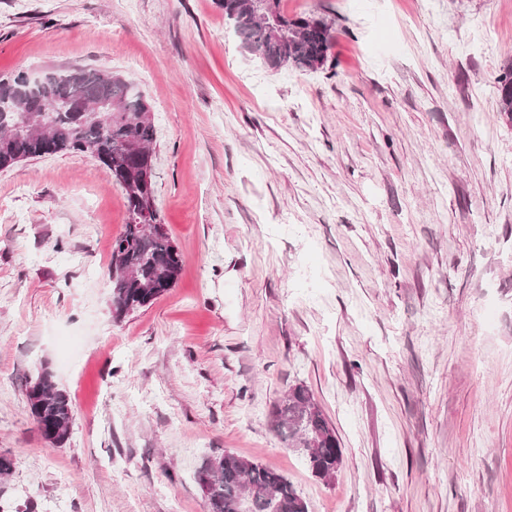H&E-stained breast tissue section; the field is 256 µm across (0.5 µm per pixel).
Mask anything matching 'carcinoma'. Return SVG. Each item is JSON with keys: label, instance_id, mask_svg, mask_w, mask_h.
I'll return each mask as SVG.
<instances>
[{"label": "carcinoma", "instance_id": "cac0c4a2", "mask_svg": "<svg viewBox=\"0 0 512 512\" xmlns=\"http://www.w3.org/2000/svg\"><path fill=\"white\" fill-rule=\"evenodd\" d=\"M282 0H268V17L254 13L250 0H222L224 22L241 47L270 69L312 72L328 61L332 35L320 19L290 17ZM280 25L272 37L268 27ZM500 111L512 116V62L497 78ZM80 97L84 108L66 102ZM36 105L26 128L18 129V104ZM152 107L138 83L91 68L54 71L39 83L26 73L0 79V170L24 159L83 154L107 168L122 190L126 220L112 239L109 272L112 314L117 320L151 305L173 288L183 269L156 206ZM29 413L42 436L56 446L70 436L73 410L69 395L42 369L27 392ZM273 427L311 473L328 483L343 464L335 430L304 385L275 406ZM206 512H308L306 501L273 467L231 451L204 460L196 473Z\"/></svg>", "mask_w": 512, "mask_h": 512}]
</instances>
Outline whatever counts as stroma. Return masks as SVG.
Returning <instances> with one entry per match:
<instances>
[{"label": "stroma", "mask_w": 512, "mask_h": 512, "mask_svg": "<svg viewBox=\"0 0 512 512\" xmlns=\"http://www.w3.org/2000/svg\"><path fill=\"white\" fill-rule=\"evenodd\" d=\"M333 35L273 71L217 0H0V74L94 68L153 106L175 285L114 321L126 217L91 157L0 171V512H204L202 461L285 475L309 512H512V0H282ZM49 368L63 446L29 416ZM306 386L331 482L271 427ZM500 112L512 117V62H506L497 78ZM27 406L39 431L48 442L62 446L68 441L73 423L71 400L56 385L47 368L38 373L29 387Z\"/></svg>", "instance_id": "35a3bbf8"}]
</instances>
